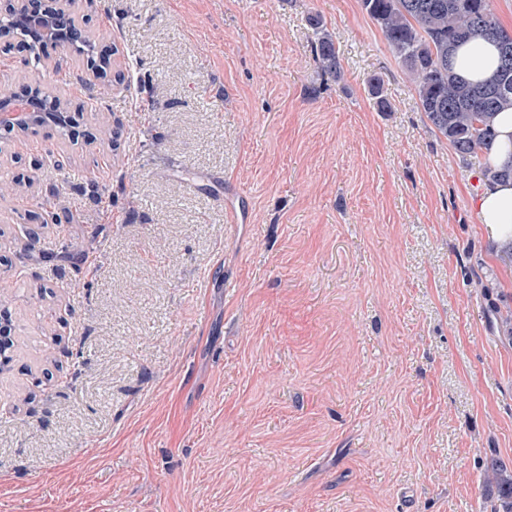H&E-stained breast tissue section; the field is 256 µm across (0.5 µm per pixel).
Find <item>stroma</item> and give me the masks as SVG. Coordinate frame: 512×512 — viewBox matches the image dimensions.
Here are the masks:
<instances>
[{
    "label": "stroma",
    "mask_w": 512,
    "mask_h": 512,
    "mask_svg": "<svg viewBox=\"0 0 512 512\" xmlns=\"http://www.w3.org/2000/svg\"><path fill=\"white\" fill-rule=\"evenodd\" d=\"M78 12L109 95L0 37V86L91 104L0 136V512H491L512 258L361 0ZM314 26L317 29L316 39L312 46L314 58L320 68L335 79L342 76V66L339 58L336 44L332 36L323 29L318 21L314 20Z\"/></svg>",
    "instance_id": "obj_1"
}]
</instances>
